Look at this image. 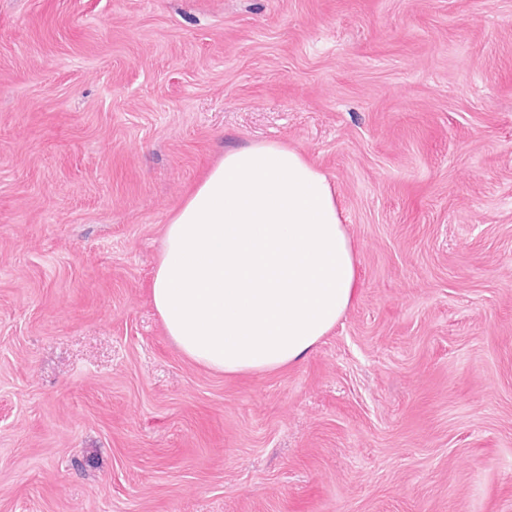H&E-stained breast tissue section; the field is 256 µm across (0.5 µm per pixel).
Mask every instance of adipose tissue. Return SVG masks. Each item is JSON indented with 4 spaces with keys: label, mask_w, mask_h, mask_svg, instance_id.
I'll use <instances>...</instances> for the list:
<instances>
[{
    "label": "adipose tissue",
    "mask_w": 512,
    "mask_h": 512,
    "mask_svg": "<svg viewBox=\"0 0 512 512\" xmlns=\"http://www.w3.org/2000/svg\"><path fill=\"white\" fill-rule=\"evenodd\" d=\"M357 288L333 184L276 142L226 152L193 187L165 227L149 282L181 352L227 374L303 360Z\"/></svg>",
    "instance_id": "adipose-tissue-1"
}]
</instances>
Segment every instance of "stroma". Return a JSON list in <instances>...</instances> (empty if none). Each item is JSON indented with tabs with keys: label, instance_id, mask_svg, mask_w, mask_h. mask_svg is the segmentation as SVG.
Returning a JSON list of instances; mask_svg holds the SVG:
<instances>
[{
	"label": "stroma",
	"instance_id": "1",
	"mask_svg": "<svg viewBox=\"0 0 512 512\" xmlns=\"http://www.w3.org/2000/svg\"><path fill=\"white\" fill-rule=\"evenodd\" d=\"M260 141L358 289L229 376L148 283ZM0 512H512V0H0Z\"/></svg>",
	"mask_w": 512,
	"mask_h": 512
}]
</instances>
